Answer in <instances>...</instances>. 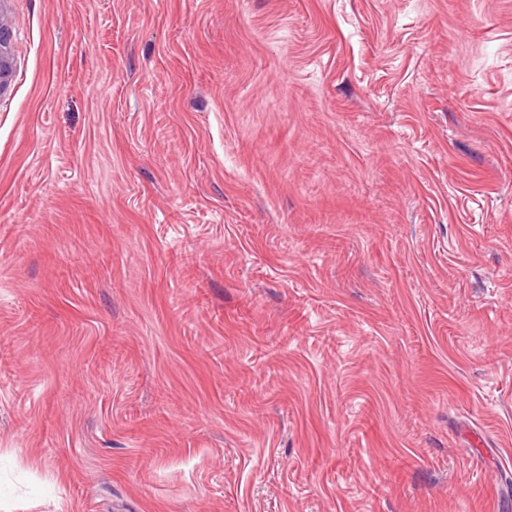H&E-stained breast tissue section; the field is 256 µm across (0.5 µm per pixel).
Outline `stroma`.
Returning a JSON list of instances; mask_svg holds the SVG:
<instances>
[{"mask_svg": "<svg viewBox=\"0 0 512 512\" xmlns=\"http://www.w3.org/2000/svg\"><path fill=\"white\" fill-rule=\"evenodd\" d=\"M0 9V512H512V0Z\"/></svg>", "mask_w": 512, "mask_h": 512, "instance_id": "obj_1", "label": "stroma"}]
</instances>
